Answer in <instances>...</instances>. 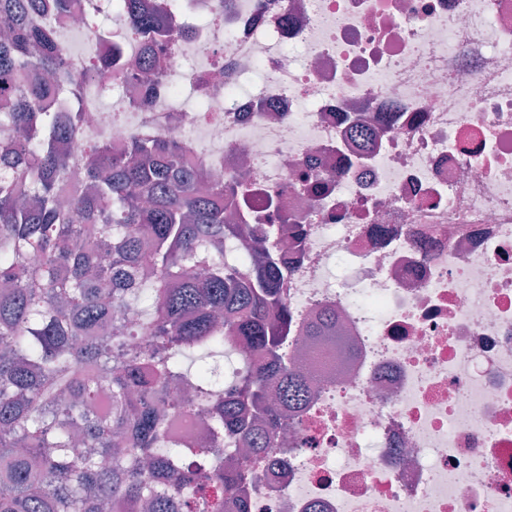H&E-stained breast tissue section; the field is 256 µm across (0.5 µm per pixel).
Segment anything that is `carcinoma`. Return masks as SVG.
Returning a JSON list of instances; mask_svg holds the SVG:
<instances>
[{
	"instance_id": "carcinoma-1",
	"label": "carcinoma",
	"mask_w": 512,
	"mask_h": 512,
	"mask_svg": "<svg viewBox=\"0 0 512 512\" xmlns=\"http://www.w3.org/2000/svg\"><path fill=\"white\" fill-rule=\"evenodd\" d=\"M70 0H0V512H248L253 462L288 447L309 395L289 365L287 275L275 211L255 238L226 223L235 185L207 182L188 148L133 133L125 150L83 131L84 79L37 14ZM131 34L162 49L173 0H122ZM135 307L139 319L118 312ZM241 350L224 383L206 358ZM172 415L205 433L182 440ZM248 448L224 468L225 443Z\"/></svg>"
}]
</instances>
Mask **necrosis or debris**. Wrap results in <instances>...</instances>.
<instances>
[{"instance_id": "1", "label": "necrosis or debris", "mask_w": 512, "mask_h": 512, "mask_svg": "<svg viewBox=\"0 0 512 512\" xmlns=\"http://www.w3.org/2000/svg\"><path fill=\"white\" fill-rule=\"evenodd\" d=\"M214 3L181 0L160 68L182 87L132 73L105 106L91 74L84 135L176 138L293 219L288 344L316 392L250 512H512V0ZM59 27L73 67L148 52L117 8ZM327 311L337 353L299 331Z\"/></svg>"}]
</instances>
